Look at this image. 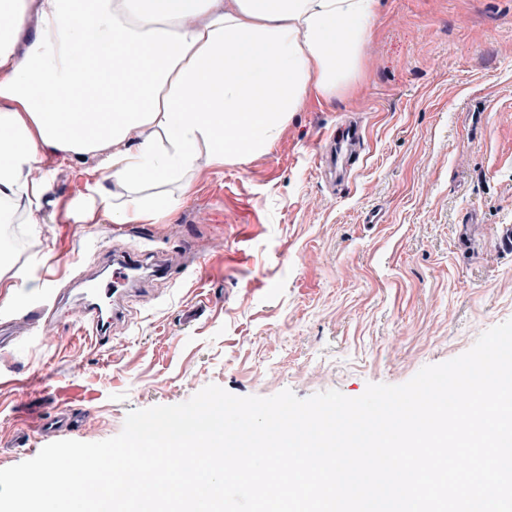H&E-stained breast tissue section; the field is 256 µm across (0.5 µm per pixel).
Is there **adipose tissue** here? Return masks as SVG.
Listing matches in <instances>:
<instances>
[{
    "label": "adipose tissue",
    "instance_id": "1",
    "mask_svg": "<svg viewBox=\"0 0 512 512\" xmlns=\"http://www.w3.org/2000/svg\"><path fill=\"white\" fill-rule=\"evenodd\" d=\"M380 0H0V209L38 223L47 154L111 147L115 224L172 216L145 184L270 147L311 95L357 83ZM139 46L136 55L127 45Z\"/></svg>",
    "mask_w": 512,
    "mask_h": 512
}]
</instances>
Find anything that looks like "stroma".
Wrapping results in <instances>:
<instances>
[{"label":"stroma","instance_id":"obj_1","mask_svg":"<svg viewBox=\"0 0 512 512\" xmlns=\"http://www.w3.org/2000/svg\"><path fill=\"white\" fill-rule=\"evenodd\" d=\"M363 141L342 171L320 157L338 125ZM112 153L44 158L37 224L0 261V469L46 446L37 424L80 414L55 440L118 435L127 414L207 385L298 397L399 385L512 319V0H382L350 95L311 96L245 164L199 150L176 214L102 215ZM134 267L106 338L79 295ZM14 285L6 293V285Z\"/></svg>","mask_w":512,"mask_h":512}]
</instances>
